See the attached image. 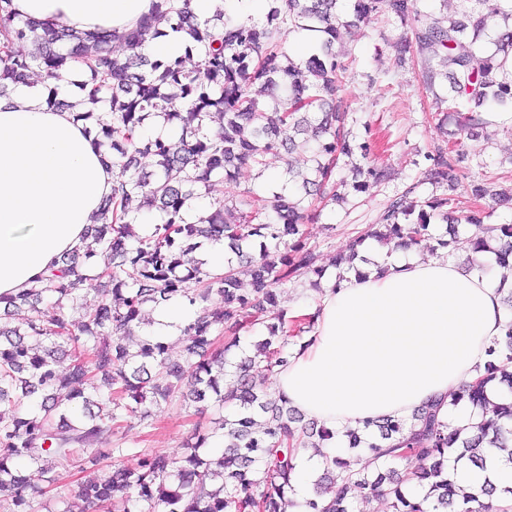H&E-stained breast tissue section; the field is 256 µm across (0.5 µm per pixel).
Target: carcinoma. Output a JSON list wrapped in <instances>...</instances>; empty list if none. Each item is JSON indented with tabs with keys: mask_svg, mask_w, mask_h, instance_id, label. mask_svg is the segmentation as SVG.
I'll use <instances>...</instances> for the list:
<instances>
[{
	"mask_svg": "<svg viewBox=\"0 0 512 512\" xmlns=\"http://www.w3.org/2000/svg\"><path fill=\"white\" fill-rule=\"evenodd\" d=\"M189 2L155 0L121 39L126 53L116 54L106 35L47 28L20 17L11 0H0V97L37 69L59 80L48 102L68 107L60 98L67 91L62 75L87 71L78 91L98 111L79 112L77 119L112 152L115 172L105 222L90 229L92 245L63 258L40 287L0 296V502H8L9 512H34L33 500L45 494L17 461L40 465L51 484L52 467L42 464L43 456L64 462L79 455L101 471L78 486L86 512H138L141 505L144 512H286L287 506L356 512L355 489L386 501L390 512H512L506 498L497 509L476 495L455 498L461 463L483 471L487 450L512 449V321L488 348L483 377L452 399L454 406L466 401L481 418L478 434L451 427L438 402L406 419L386 418L348 440L349 452L370 453L381 469L356 470L340 455L328 458L326 483H317L316 496L300 504L288 497L300 447L331 434L300 423L266 383L288 365L285 345L314 326L310 315L288 319L276 310L279 286L304 275L317 288L326 271L306 246L302 226L347 196L338 189L362 192L368 182L390 177L389 168L371 160L369 142L350 138L346 112L336 103V84L347 73L334 51L342 31L378 16L410 30L394 45L398 60L420 64L427 87L438 79L448 88L452 147L433 156L427 179L451 185L466 157L462 136L484 129L486 112L512 113V0H459L455 17L425 13L420 0H268L263 24L226 13L202 20ZM162 24L182 34L183 56L152 50ZM299 31L318 33L320 44L294 60L282 41ZM464 40L484 56L460 51ZM158 115L176 131L147 135L146 120ZM301 135L311 152L306 173L289 167L288 184L278 191L247 190L210 203L195 219L187 216V202L203 197L212 179L231 180L243 166L264 168L267 156L292 151ZM356 150L366 160L356 169L359 179L336 178L340 158ZM144 157L154 160L151 174L138 172ZM134 195L156 217L142 235L128 207ZM472 196L476 203L487 197L512 203L511 192L483 185L474 186ZM435 218L458 223L448 198L414 199L407 191L390 202L380 224L353 240L350 256L368 238L424 246ZM465 223L477 228L476 253L487 249L481 234L496 233L495 263L512 273V224L484 225L475 215ZM203 241L227 246L224 270L196 257ZM87 287L102 293L93 310L81 303ZM214 294L224 308L208 307ZM173 298L193 309L180 328L182 360L170 358L159 336L142 338L130 352L127 340L141 328L144 305ZM24 306L33 316L12 324L11 311ZM256 325L269 336L255 344V356L229 361L240 332ZM218 336L227 339L221 347ZM64 357L71 363L61 376L57 364ZM184 382L183 399L198 413L231 406L233 417H219L180 462L154 453L142 455L134 470L104 465L113 449L97 447L102 436L128 420H145L150 407L168 401ZM489 386L500 402L488 399Z\"/></svg>",
	"mask_w": 512,
	"mask_h": 512,
	"instance_id": "carcinoma-1",
	"label": "carcinoma"
}]
</instances>
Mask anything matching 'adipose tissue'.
Segmentation results:
<instances>
[{"instance_id": "adipose-tissue-1", "label": "adipose tissue", "mask_w": 512, "mask_h": 512, "mask_svg": "<svg viewBox=\"0 0 512 512\" xmlns=\"http://www.w3.org/2000/svg\"><path fill=\"white\" fill-rule=\"evenodd\" d=\"M154 0H12L23 17L54 29L133 30ZM106 162L75 109L49 105L43 84L0 102V295L39 285L46 269L84 249L87 229L112 196ZM325 278L313 330L272 388L333 433L410 416L484 373L485 349L508 320L512 275L466 271L446 256H389L380 268Z\"/></svg>"}]
</instances>
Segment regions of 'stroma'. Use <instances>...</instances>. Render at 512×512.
<instances>
[{"instance_id": "35a3bbf8", "label": "stroma", "mask_w": 512, "mask_h": 512, "mask_svg": "<svg viewBox=\"0 0 512 512\" xmlns=\"http://www.w3.org/2000/svg\"><path fill=\"white\" fill-rule=\"evenodd\" d=\"M403 33L399 24L381 18L352 29L336 45L351 63V75L338 91L347 110L346 126L357 141L372 144L377 162L388 165L391 177L371 185L365 193L348 196L346 203L325 209L317 223L307 225L309 243L316 247L323 264L348 250L355 236L378 223L389 200L409 189L420 198H449V208L458 217L474 214L486 224L512 221V208H495L487 200L478 206L471 199L474 184L512 185V165L506 162L512 156V126L491 125L482 136L465 140L466 159L454 185L438 187L427 180L430 158L446 148L447 136L425 118L435 104L418 66L398 63L395 57L393 44ZM305 164L301 152H281L268 157L267 177L257 178L252 167H241L235 181L213 182L208 197L228 201L249 189H279L287 167ZM217 416V411L211 410L198 417L177 396L154 407L145 421L105 435L103 445L119 449V461L128 468L135 467L144 453L158 452L179 460L187 453L185 444L194 429L209 430ZM53 474L56 483L38 498V512H83L85 505L76 490L79 483L93 477V470L70 461L57 464Z\"/></svg>"}]
</instances>
